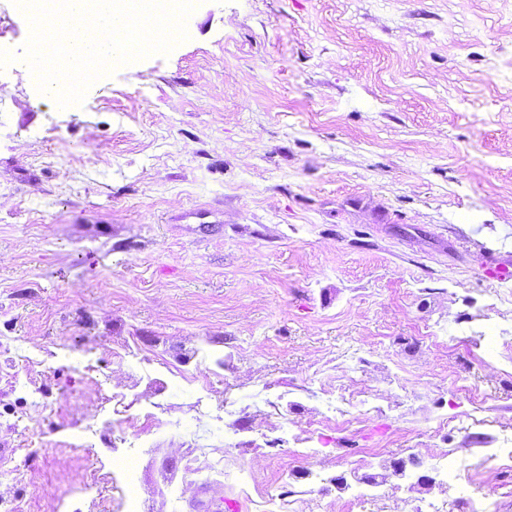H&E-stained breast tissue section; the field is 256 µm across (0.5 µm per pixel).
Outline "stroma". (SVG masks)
<instances>
[{
  "label": "stroma",
  "mask_w": 512,
  "mask_h": 512,
  "mask_svg": "<svg viewBox=\"0 0 512 512\" xmlns=\"http://www.w3.org/2000/svg\"><path fill=\"white\" fill-rule=\"evenodd\" d=\"M0 0V493L19 512H125L110 457L143 436L142 512H392L277 479L512 438V0H195L169 54L59 107ZM130 343L133 357L120 359ZM231 355L233 371L216 366ZM154 421L74 438L129 377ZM193 384L177 378V371ZM237 411L213 425L197 386ZM52 406L17 409L19 386ZM372 403L321 424L310 390ZM268 444L237 457L226 440ZM223 449L249 489L189 470Z\"/></svg>",
  "instance_id": "obj_1"
}]
</instances>
